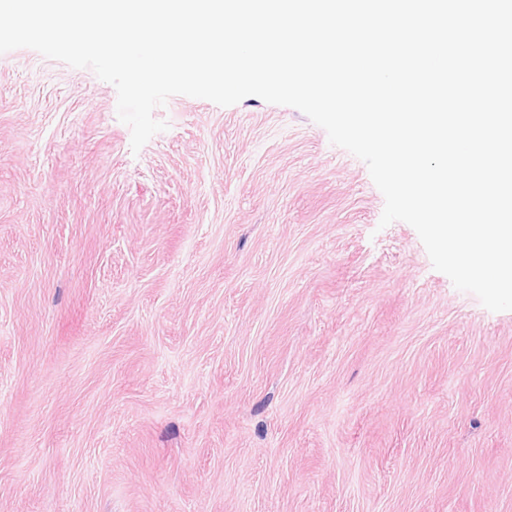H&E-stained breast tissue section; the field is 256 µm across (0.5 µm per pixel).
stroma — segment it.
I'll use <instances>...</instances> for the list:
<instances>
[{
	"label": "stroma",
	"mask_w": 512,
	"mask_h": 512,
	"mask_svg": "<svg viewBox=\"0 0 512 512\" xmlns=\"http://www.w3.org/2000/svg\"><path fill=\"white\" fill-rule=\"evenodd\" d=\"M0 53V512H512V311L296 108Z\"/></svg>",
	"instance_id": "1"
}]
</instances>
